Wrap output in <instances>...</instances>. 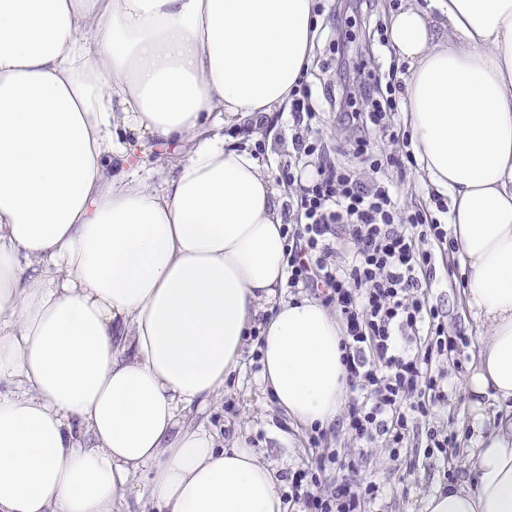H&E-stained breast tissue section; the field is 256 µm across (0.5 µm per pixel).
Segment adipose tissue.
Listing matches in <instances>:
<instances>
[{
    "instance_id": "adipose-tissue-1",
    "label": "adipose tissue",
    "mask_w": 512,
    "mask_h": 512,
    "mask_svg": "<svg viewBox=\"0 0 512 512\" xmlns=\"http://www.w3.org/2000/svg\"><path fill=\"white\" fill-rule=\"evenodd\" d=\"M316 30L313 0H0V512H283L194 415L255 328L294 425L346 402L335 315L282 295L289 189L224 138L287 113ZM388 34L481 328L471 468L425 512H512V0H404Z\"/></svg>"
}]
</instances>
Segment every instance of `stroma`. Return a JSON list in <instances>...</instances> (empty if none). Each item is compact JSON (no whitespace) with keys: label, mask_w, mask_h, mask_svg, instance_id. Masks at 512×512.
Returning <instances> with one entry per match:
<instances>
[{"label":"stroma","mask_w":512,"mask_h":512,"mask_svg":"<svg viewBox=\"0 0 512 512\" xmlns=\"http://www.w3.org/2000/svg\"><path fill=\"white\" fill-rule=\"evenodd\" d=\"M399 2L369 0V9L363 11L358 8L356 0H342L341 18L349 37L350 64H368L376 29L384 24L386 16L397 9ZM328 58L327 43H320L309 79L316 112L313 131L322 136L324 142L336 146L350 139L352 133L337 126L334 113L329 111L324 101L323 85L334 78L333 70L325 66ZM453 264L451 256H437L438 283L433 290L432 301L447 312L449 329H458L473 337L477 334V325L462 299L459 283L448 273ZM260 373L255 360L246 359L234 381L227 385L223 399L209 408V419L223 426L225 438L244 433L248 445L255 448L262 461L284 472L296 469L308 462L315 451L307 442L305 430L294 427L277 412L261 382ZM365 474L380 484L385 512H424L426 499L444 485L443 471L438 466L420 470L415 480L401 481L395 464L379 447L374 448Z\"/></svg>","instance_id":"obj_1"}]
</instances>
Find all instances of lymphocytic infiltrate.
Listing matches in <instances>:
<instances>
[{"label": "lymphocytic infiltrate", "mask_w": 512, "mask_h": 512, "mask_svg": "<svg viewBox=\"0 0 512 512\" xmlns=\"http://www.w3.org/2000/svg\"><path fill=\"white\" fill-rule=\"evenodd\" d=\"M396 90L393 84L382 87L375 72L355 92L323 88L337 124L357 132L353 154L371 170L366 179L338 167L326 143L303 135L314 117L311 87L300 83L292 94L295 132L282 171L291 190L287 285L324 302L341 326L350 398L336 429L357 449L341 455L326 447V430H315L308 438L319 450L314 463L288 474V512H375L380 487L361 476L368 449L384 448L413 476L422 461L447 459L457 445L456 435L434 420L436 409L448 402V370L461 368L471 345L463 331L449 332L445 313L431 299L434 254L454 249L447 225L438 219L448 204L434 197L433 216L402 210L397 184L379 173L404 170V160L373 150L394 123ZM358 96L370 103L369 111L355 109ZM331 470L336 481L324 484Z\"/></svg>", "instance_id": "obj_1"}]
</instances>
